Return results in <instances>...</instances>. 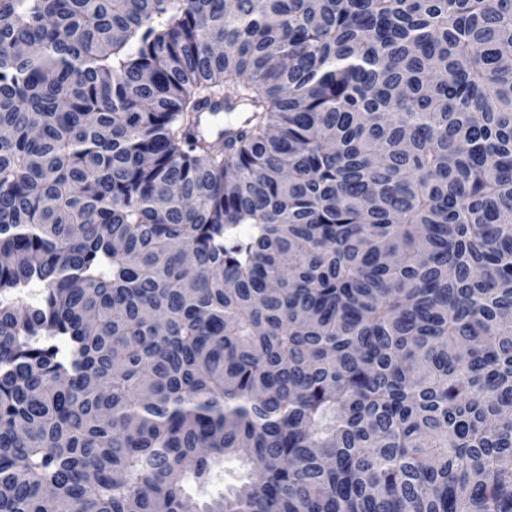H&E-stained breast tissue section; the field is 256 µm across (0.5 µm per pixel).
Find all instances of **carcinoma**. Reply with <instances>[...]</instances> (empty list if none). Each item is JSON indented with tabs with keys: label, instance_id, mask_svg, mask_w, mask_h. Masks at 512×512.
<instances>
[{
	"label": "carcinoma",
	"instance_id": "carcinoma-1",
	"mask_svg": "<svg viewBox=\"0 0 512 512\" xmlns=\"http://www.w3.org/2000/svg\"><path fill=\"white\" fill-rule=\"evenodd\" d=\"M511 49L512 0H0V512H512Z\"/></svg>",
	"mask_w": 512,
	"mask_h": 512
}]
</instances>
